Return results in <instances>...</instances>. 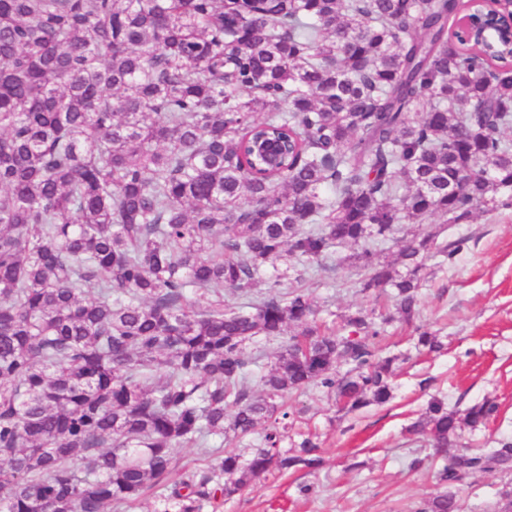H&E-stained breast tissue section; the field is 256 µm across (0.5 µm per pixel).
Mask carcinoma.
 I'll return each instance as SVG.
<instances>
[{"mask_svg": "<svg viewBox=\"0 0 512 512\" xmlns=\"http://www.w3.org/2000/svg\"><path fill=\"white\" fill-rule=\"evenodd\" d=\"M464 0H0V512L216 508L273 471L319 468L314 436L281 451L308 388L354 411L391 398L396 358L358 311L326 335L303 288L255 295L278 261L302 277L357 248L360 292L420 314L426 235L399 224L512 204V52L455 35ZM282 142L276 170L253 146ZM220 286L242 302L224 305ZM212 294L207 305L194 296ZM298 331L256 392L247 344ZM348 365L344 374L336 365ZM432 399L408 429L446 460L458 512L512 442L461 445ZM262 431L249 458L210 438ZM215 458L177 473L172 451Z\"/></svg>", "mask_w": 512, "mask_h": 512, "instance_id": "cac0c4a2", "label": "carcinoma"}]
</instances>
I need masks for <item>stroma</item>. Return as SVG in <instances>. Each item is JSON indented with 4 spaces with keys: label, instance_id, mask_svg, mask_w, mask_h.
Listing matches in <instances>:
<instances>
[{
    "label": "stroma",
    "instance_id": "1",
    "mask_svg": "<svg viewBox=\"0 0 512 512\" xmlns=\"http://www.w3.org/2000/svg\"><path fill=\"white\" fill-rule=\"evenodd\" d=\"M429 233L442 243L461 242L462 248L452 263L427 260L415 325L395 321L385 327V355L401 357L392 399L346 413L315 389L290 397L302 420L285 446H297L304 433L315 434L322 466L250 483L217 512H416L422 499L440 492L437 472L444 461L435 456L429 438L410 436L407 428L434 394L459 411L495 400L498 416L478 430H464L463 437L484 448L512 441V205L476 214L467 224L436 215L399 225L395 243L387 245L381 259H396L406 241ZM351 253L348 246L335 248L329 269L311 280L318 319L333 330L358 308L393 310L388 295L361 294L365 273ZM421 328L438 336L441 352L416 349ZM425 379L431 382L426 390L421 387ZM302 484L313 485L314 494L302 496ZM505 489L506 480L498 474H474L459 495L460 512H503Z\"/></svg>",
    "mask_w": 512,
    "mask_h": 512
}]
</instances>
